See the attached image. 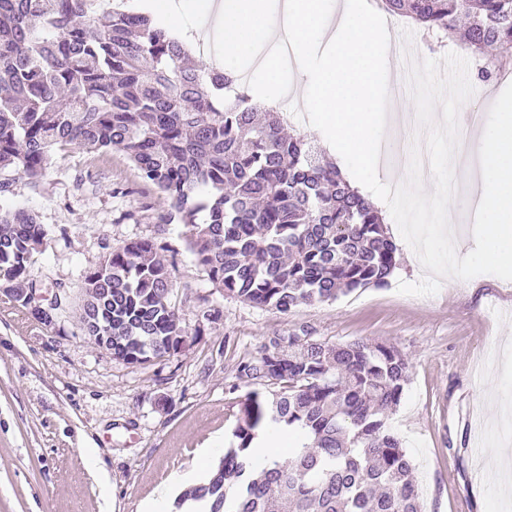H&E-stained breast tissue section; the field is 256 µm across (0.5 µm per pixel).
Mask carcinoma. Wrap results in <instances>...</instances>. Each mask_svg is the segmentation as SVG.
<instances>
[{"mask_svg": "<svg viewBox=\"0 0 512 512\" xmlns=\"http://www.w3.org/2000/svg\"><path fill=\"white\" fill-rule=\"evenodd\" d=\"M97 0H0V194L37 185L74 148L125 151L170 202L195 261L224 293L288 315L383 288L396 244L375 206L321 150L286 135L280 112L257 117L237 74L188 65L189 49L143 12L97 11ZM381 9L462 47L512 55V0H381ZM45 231L26 208L0 209V282L35 288L29 267ZM139 239L84 277L82 308L108 288L103 327L112 358L140 365L182 352L169 267ZM399 350L276 336L237 366L267 388L247 393L228 447L206 482L184 490L186 512H424L413 463L386 429L410 380ZM267 428L300 432L294 455L257 470Z\"/></svg>", "mask_w": 512, "mask_h": 512, "instance_id": "1", "label": "carcinoma"}]
</instances>
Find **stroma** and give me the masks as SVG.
Returning <instances> with one entry per match:
<instances>
[{"instance_id": "obj_1", "label": "stroma", "mask_w": 512, "mask_h": 512, "mask_svg": "<svg viewBox=\"0 0 512 512\" xmlns=\"http://www.w3.org/2000/svg\"><path fill=\"white\" fill-rule=\"evenodd\" d=\"M0 207L37 214L46 237L30 274L45 293L59 285L66 293L52 329L0 291V512H142L159 483L195 466L196 449L227 446L228 405L252 389L238 382V364L266 339L303 330L336 344L383 343L409 359L388 425L413 461L426 512H512L486 455L512 430L490 424L481 399L497 383L512 404V375L499 359L512 337V281L447 278L435 295H402L399 282L426 272L401 249L387 287L289 315L259 308L214 287L169 204L116 149L72 151L39 187L18 182ZM140 238L154 239L169 266L176 318L190 337L178 355L130 365L84 331L83 275L109 248ZM206 310L218 312L216 322L202 323ZM90 453L108 494L86 469Z\"/></svg>"}]
</instances>
